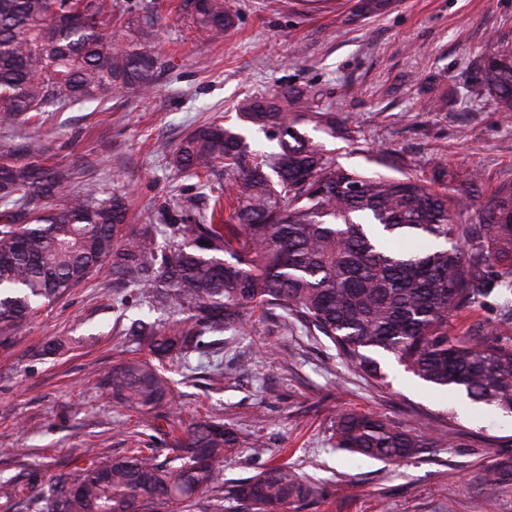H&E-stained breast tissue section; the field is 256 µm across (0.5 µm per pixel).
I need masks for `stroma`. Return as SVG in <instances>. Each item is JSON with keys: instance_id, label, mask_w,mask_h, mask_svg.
<instances>
[{"instance_id": "stroma-1", "label": "stroma", "mask_w": 512, "mask_h": 512, "mask_svg": "<svg viewBox=\"0 0 512 512\" xmlns=\"http://www.w3.org/2000/svg\"><path fill=\"white\" fill-rule=\"evenodd\" d=\"M153 42L163 56L153 89L123 93L52 112L41 128L0 126V142L32 139L47 165L72 172L75 195L88 182L127 200L126 228L160 235L166 205L204 206L197 179L170 163L177 143L215 116L249 147L263 133L238 118L240 101L288 88L320 92L336 132L300 133L347 168L435 179L438 167L481 174L473 196L488 200L512 182V113L499 112L480 89L486 46L512 41V0H382L356 15L357 0H237L234 26L219 42L197 34L154 0ZM139 272L95 271L48 312L16 329L0 348V481L21 494L11 512H36L31 480L49 484L63 469L127 449L173 447L197 420L211 417L254 440L227 456L214 489L192 512H236L224 491L277 460L303 478L340 484L309 512H512V479L495 494L481 486L491 466L512 462V416L493 406L464 409L389 355L388 383L367 382L333 344L259 312L246 332H225L219 350L159 368L172 393L167 405L136 412L108 402L99 379L122 358L146 357L126 334L142 314L168 326L176 314L148 310ZM468 323L512 338V303L495 290ZM60 342L53 354L46 343ZM355 410L402 425L427 443L413 457L387 463L334 449L337 415Z\"/></svg>"}]
</instances>
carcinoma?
<instances>
[{
  "instance_id": "obj_1",
  "label": "carcinoma",
  "mask_w": 512,
  "mask_h": 512,
  "mask_svg": "<svg viewBox=\"0 0 512 512\" xmlns=\"http://www.w3.org/2000/svg\"><path fill=\"white\" fill-rule=\"evenodd\" d=\"M112 0H0V124L41 118L126 89L149 90L159 57L146 43L150 4L135 5L128 43L111 48ZM180 15L210 39L233 23L228 0H180ZM483 87L497 109L512 112V44L494 43L481 65ZM319 94L286 89L256 97L239 119L262 130L278 150L249 155L239 134L214 119L173 152L176 167L209 183L224 165L226 184L204 210L169 224L168 247L125 231V197L95 185L60 197L69 170L36 159L28 144L0 148V346L109 263L143 269L137 287L148 304L190 313L193 326L165 328L139 318L127 335L157 360L210 346L208 334L241 331L250 311L269 306L327 338L361 376L386 381L375 355H392L404 370L474 403L512 411V343L479 325L453 331L489 288L512 290V182L501 185L460 224L466 192L438 191L404 175L348 170L297 126L329 134L334 113ZM108 398L137 411L170 397L150 360L122 359L102 377ZM334 448L399 462L425 443L401 426L346 411L334 425ZM247 443L234 430L196 422L179 447L160 458L131 448L111 460L88 461L56 475L43 492V512H187L218 477L224 458ZM512 465L489 469L496 491ZM76 488L69 491V486ZM230 498L253 512H299L327 494L285 464L238 480Z\"/></svg>"
}]
</instances>
